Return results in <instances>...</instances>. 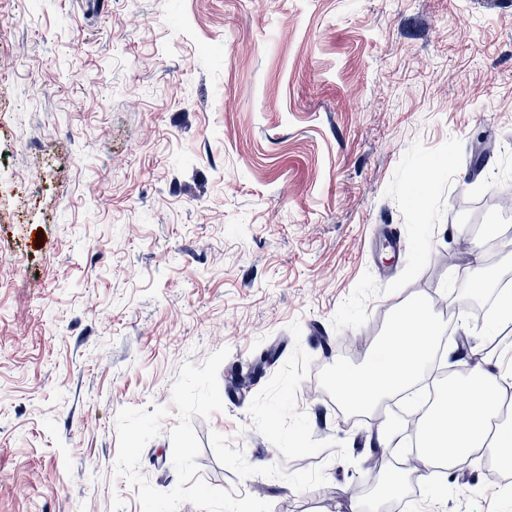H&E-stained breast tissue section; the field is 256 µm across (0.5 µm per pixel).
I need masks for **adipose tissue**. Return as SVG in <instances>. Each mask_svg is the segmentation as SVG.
Segmentation results:
<instances>
[{"label": "adipose tissue", "mask_w": 512, "mask_h": 512, "mask_svg": "<svg viewBox=\"0 0 512 512\" xmlns=\"http://www.w3.org/2000/svg\"><path fill=\"white\" fill-rule=\"evenodd\" d=\"M440 330L419 307L399 312L381 349L357 369L337 368L336 395L357 408H372L419 379ZM512 379V351L496 359L480 358L466 375L449 379L440 410L418 423L416 444L428 465L454 468L464 454L491 456L498 468L512 470V424L501 420L503 381Z\"/></svg>", "instance_id": "adipose-tissue-1"}]
</instances>
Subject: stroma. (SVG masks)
<instances>
[{
	"instance_id": "obj_1",
	"label": "stroma",
	"mask_w": 512,
	"mask_h": 512,
	"mask_svg": "<svg viewBox=\"0 0 512 512\" xmlns=\"http://www.w3.org/2000/svg\"><path fill=\"white\" fill-rule=\"evenodd\" d=\"M512 0H0V512H352L397 310L512 268ZM400 234L393 258L382 227ZM259 368L245 401L231 387ZM486 457L405 512H512Z\"/></svg>"
}]
</instances>
